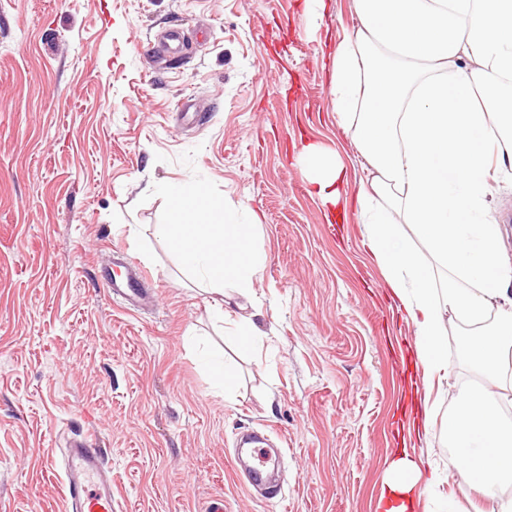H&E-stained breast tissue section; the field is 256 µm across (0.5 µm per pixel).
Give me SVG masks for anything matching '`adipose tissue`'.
<instances>
[{
  "instance_id": "adipose-tissue-1",
  "label": "adipose tissue",
  "mask_w": 512,
  "mask_h": 512,
  "mask_svg": "<svg viewBox=\"0 0 512 512\" xmlns=\"http://www.w3.org/2000/svg\"><path fill=\"white\" fill-rule=\"evenodd\" d=\"M359 25L337 42L331 94L339 126L357 145L363 176L355 207L365 243L382 267L396 309L419 337L428 378L445 375L446 318L464 325L463 355L486 378L444 417L455 480L512 512L498 487L512 479V405L497 379L512 345V263L487 217L489 180L512 168V0H354ZM315 194L338 205L348 182L336 155L315 145L299 155ZM172 219L160 235L217 297L225 283L253 287L266 256L253 248L259 218L211 201L197 184L165 189ZM411 225L404 236L399 223ZM450 272L437 281L421 256ZM417 467L390 466L383 512H406Z\"/></svg>"
}]
</instances>
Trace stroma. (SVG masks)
Listing matches in <instances>:
<instances>
[{"label":"stroma","instance_id":"stroma-1","mask_svg":"<svg viewBox=\"0 0 512 512\" xmlns=\"http://www.w3.org/2000/svg\"><path fill=\"white\" fill-rule=\"evenodd\" d=\"M358 25L354 0H0V512H63V473L45 461L76 433L103 449L113 512H375L398 458L412 389L437 418L408 439L424 473L419 512L456 504L441 416L472 384L460 325L448 376L392 368L415 351L355 213L331 225L297 158L313 144L353 167L330 93V46ZM170 30L178 51L151 53ZM194 116L186 123L184 113ZM202 184L261 220L267 255L230 320L251 318V348L226 336L209 294L157 233L160 184ZM512 257V178L488 196ZM145 267L153 304L129 308L103 278L114 250ZM231 369L214 387L201 348ZM281 449L276 497L252 491L237 437ZM437 471L442 488L429 491Z\"/></svg>","mask_w":512,"mask_h":512}]
</instances>
